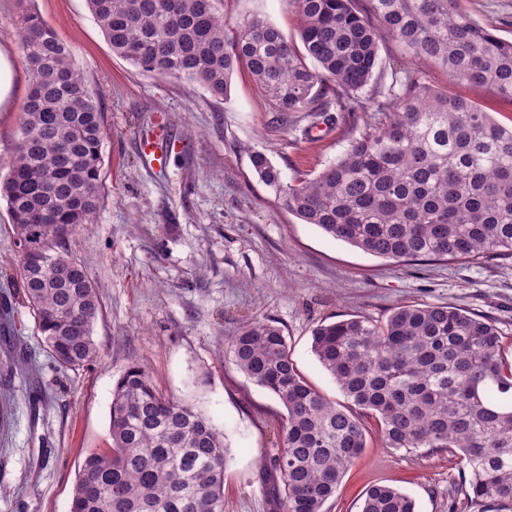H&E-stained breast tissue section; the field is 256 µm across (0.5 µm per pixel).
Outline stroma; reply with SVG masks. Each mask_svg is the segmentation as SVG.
<instances>
[{
    "instance_id": "35a3bbf8",
    "label": "stroma",
    "mask_w": 512,
    "mask_h": 512,
    "mask_svg": "<svg viewBox=\"0 0 512 512\" xmlns=\"http://www.w3.org/2000/svg\"><path fill=\"white\" fill-rule=\"evenodd\" d=\"M477 22L512 41V0H460ZM231 27L261 18L288 39V0H216ZM37 12L67 43L102 113L100 208L70 239L101 300L93 336L97 363L60 368L22 301L7 203L0 199V512H69L77 473L109 447L112 386L131 361L164 395L193 405L223 430L230 458L224 512H276L269 462L282 446L284 407L236 366L227 341L252 319L281 327L305 379L341 400L311 351L312 330L351 315L383 319L400 305L447 304L491 319L512 362V259L378 258L303 223L253 172L266 151L286 181L315 177L346 150L352 131L329 114L271 111L246 66L230 93L213 99L183 79L138 71L112 54L86 0H0V55L12 73L0 105V176L9 172L30 76L15 22ZM395 72L480 104L512 126V101L489 87L449 86L435 63L393 38L379 43L373 90ZM468 470L459 451L383 447L377 431L341 479L326 512H361L372 486L389 485L418 512H448V494Z\"/></svg>"
}]
</instances>
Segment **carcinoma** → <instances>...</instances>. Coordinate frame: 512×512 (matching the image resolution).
Wrapping results in <instances>:
<instances>
[{"label": "carcinoma", "instance_id": "obj_1", "mask_svg": "<svg viewBox=\"0 0 512 512\" xmlns=\"http://www.w3.org/2000/svg\"><path fill=\"white\" fill-rule=\"evenodd\" d=\"M112 53L144 73L185 79L224 99L246 65L275 112H329L368 86L388 34L451 84L489 86L512 101V41L459 0H288L299 40L254 18L237 34L215 0H87ZM31 82L10 171L0 178L12 221L24 303L62 369L100 358L101 306L69 236L100 202L102 115L69 46L38 15L17 22ZM315 67L310 68L305 60ZM392 108L311 180L287 182L267 154L250 159L288 211L336 240L401 262L512 258V126L476 102L406 76ZM34 247L40 261H26ZM236 366L286 409L273 458L278 512H324L348 465L366 448L373 419L385 447L457 449L468 468L451 512H512V363L494 322L441 304L400 305L385 319L321 323L311 350L347 400L326 399L300 374L283 330L253 319L228 341ZM111 446L91 452L70 512H224V433L190 405L157 391L129 365L112 389ZM361 512H416L388 486L366 492Z\"/></svg>", "mask_w": 512, "mask_h": 512}]
</instances>
